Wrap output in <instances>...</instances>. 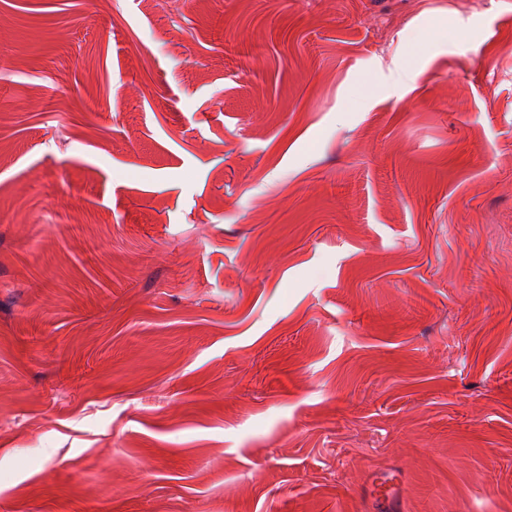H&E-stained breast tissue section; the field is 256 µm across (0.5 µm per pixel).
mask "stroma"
I'll return each instance as SVG.
<instances>
[{
	"mask_svg": "<svg viewBox=\"0 0 512 512\" xmlns=\"http://www.w3.org/2000/svg\"><path fill=\"white\" fill-rule=\"evenodd\" d=\"M512 512V0H0V512ZM396 482L392 477H380L374 481L367 491V496L373 503L382 506L386 512L400 510L397 502Z\"/></svg>",
	"mask_w": 512,
	"mask_h": 512,
	"instance_id": "35a3bbf8",
	"label": "stroma"
}]
</instances>
